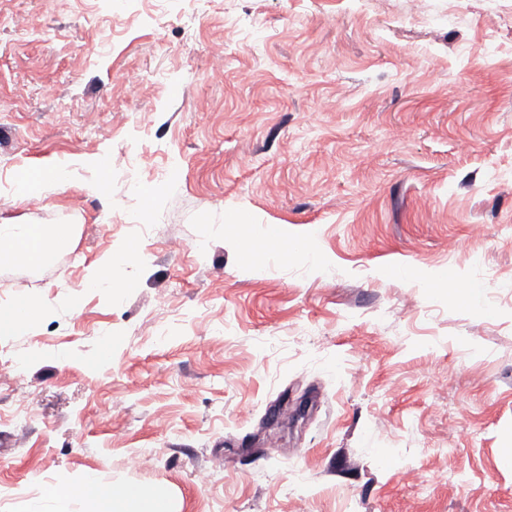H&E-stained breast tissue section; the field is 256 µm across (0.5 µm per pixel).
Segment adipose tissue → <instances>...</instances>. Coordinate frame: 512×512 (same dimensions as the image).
I'll use <instances>...</instances> for the list:
<instances>
[{"instance_id":"1","label":"adipose tissue","mask_w":512,"mask_h":512,"mask_svg":"<svg viewBox=\"0 0 512 512\" xmlns=\"http://www.w3.org/2000/svg\"><path fill=\"white\" fill-rule=\"evenodd\" d=\"M63 225L0 224V263L15 258L21 267L43 264L66 240ZM46 497L56 512H70L73 501H81L86 512H172L171 501L164 490L143 493L137 486L114 487L87 475L79 482L48 486Z\"/></svg>"}]
</instances>
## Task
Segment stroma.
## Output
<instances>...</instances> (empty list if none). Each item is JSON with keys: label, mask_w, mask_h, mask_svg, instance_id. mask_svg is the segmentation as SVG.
<instances>
[{"label": "stroma", "mask_w": 512, "mask_h": 512, "mask_svg": "<svg viewBox=\"0 0 512 512\" xmlns=\"http://www.w3.org/2000/svg\"><path fill=\"white\" fill-rule=\"evenodd\" d=\"M2 223L74 237L0 269L53 307L0 335V512L87 473L175 512H512V0H0ZM89 165L95 170L97 176L87 183L86 188L97 195L105 208V210L112 209V192L109 187L108 174L106 164L100 159H94L89 162ZM65 168H57L53 174H47L44 172H38L39 175L37 179L34 181V176L24 177L20 180L18 185V190L21 194L31 193V186L33 184V194L35 197L41 196L42 194L49 193L52 190H55L60 184L64 183L67 178V172H65ZM61 175L64 177L61 178ZM34 181V183H33ZM120 260L112 259V254L107 256L98 266L96 272L89 278L88 283L96 288L108 290L112 294V288H117L115 279L119 273Z\"/></svg>", "instance_id": "1"}]
</instances>
